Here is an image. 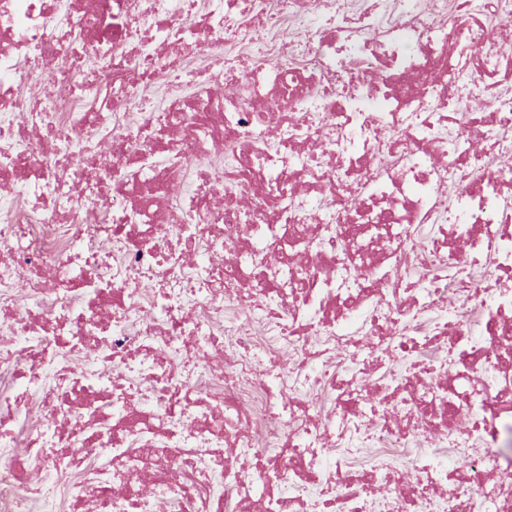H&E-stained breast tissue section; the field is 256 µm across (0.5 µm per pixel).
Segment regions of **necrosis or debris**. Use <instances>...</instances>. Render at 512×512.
Returning <instances> with one entry per match:
<instances>
[{
  "instance_id": "obj_1",
  "label": "necrosis or debris",
  "mask_w": 512,
  "mask_h": 512,
  "mask_svg": "<svg viewBox=\"0 0 512 512\" xmlns=\"http://www.w3.org/2000/svg\"><path fill=\"white\" fill-rule=\"evenodd\" d=\"M511 16L0 0V512H512Z\"/></svg>"
}]
</instances>
